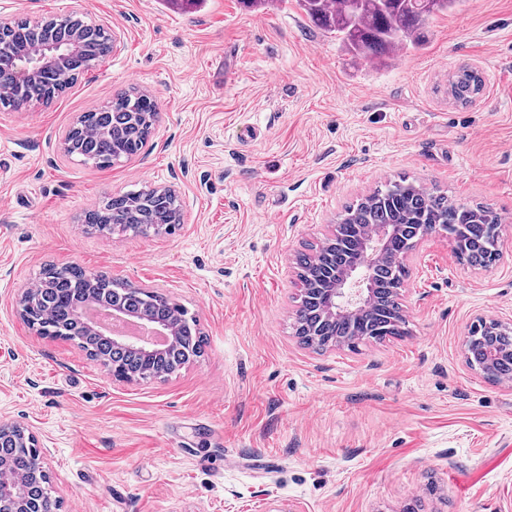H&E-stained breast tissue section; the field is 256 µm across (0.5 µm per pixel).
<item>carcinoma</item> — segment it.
<instances>
[{"label": "carcinoma", "mask_w": 512, "mask_h": 512, "mask_svg": "<svg viewBox=\"0 0 512 512\" xmlns=\"http://www.w3.org/2000/svg\"><path fill=\"white\" fill-rule=\"evenodd\" d=\"M459 0H299L310 22L336 38L344 49L367 61L393 57L421 45L423 28L437 14L449 12ZM74 43L78 55L75 75L92 69L112 51V38L102 27L86 20L81 13L66 17L31 21L19 17L10 22L5 48L0 50V84L12 87L14 61L31 50L47 44ZM451 93L456 102L466 105L483 90L477 71L462 66L452 75ZM63 92V85L53 73L20 84V89L0 97V111L18 112L33 104L53 101ZM158 117V106L148 94L136 89L119 93L107 105L86 116L97 134L86 137L70 131L66 152L85 165L103 168L121 159L139 154L146 146L150 130ZM181 215L177 197L163 196L155 189L113 195L85 215V223L101 232L125 234L141 231L140 225L179 223ZM498 218L485 207H470L448 201V195L430 191L404 179L375 189L359 202L348 206L340 216L336 232L340 245L322 250V255L299 256L298 278L302 285L296 311V336L307 346L326 349L339 344L352 345L359 340H380L404 333L405 321L398 302L403 281L409 274L405 264L381 265L374 271L377 287L384 290L383 300L356 325L343 320L328 322L322 317L323 290L335 287L355 256V243L370 225L391 224L399 235L391 249L406 253L421 237V229L431 224H460L462 239L455 243L457 258L472 265L485 266L491 259L493 225ZM118 300L123 307L159 322L173 321L179 339L162 355L145 360L135 350L99 346L110 364L129 374L147 378L170 374L190 363L202 353L204 339L196 319L169 297L157 291L132 288L102 273L89 272L79 266L43 268L40 282L27 294L26 323L41 336L81 340L82 323L78 307L84 302L112 305ZM25 449L8 437L0 436V460L19 464ZM26 496L32 507L44 512L59 509L43 485L26 484Z\"/></svg>", "instance_id": "carcinoma-1"}]
</instances>
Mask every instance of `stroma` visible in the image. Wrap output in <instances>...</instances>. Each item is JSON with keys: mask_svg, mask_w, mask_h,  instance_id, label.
<instances>
[{"mask_svg": "<svg viewBox=\"0 0 512 512\" xmlns=\"http://www.w3.org/2000/svg\"><path fill=\"white\" fill-rule=\"evenodd\" d=\"M74 10L114 33L111 56L51 105L0 112V423L48 450L58 512H512V380L464 358L479 318L512 324V0H459L424 49L374 62L297 0H0V21ZM463 65L484 80L468 105L448 92ZM133 87L160 112L143 151L67 155L76 119ZM403 177L491 207L506 261L471 267L428 236L406 260L407 335L303 346L296 254ZM145 186L176 190L171 233L83 224ZM47 264L168 295L203 355L126 382L37 335L18 301Z\"/></svg>", "mask_w": 512, "mask_h": 512, "instance_id": "obj_1", "label": "stroma"}]
</instances>
